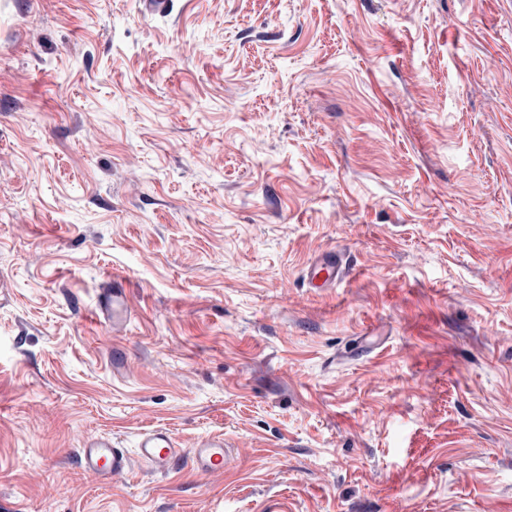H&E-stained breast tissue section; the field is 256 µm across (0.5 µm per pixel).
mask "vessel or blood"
Masks as SVG:
<instances>
[{
    "label": "vessel or blood",
    "instance_id": "obj_1",
    "mask_svg": "<svg viewBox=\"0 0 512 512\" xmlns=\"http://www.w3.org/2000/svg\"><path fill=\"white\" fill-rule=\"evenodd\" d=\"M349 274L343 253L326 251L317 255L305 270L306 287L323 291L336 287ZM102 304L113 332H122L131 316L125 279L113 275L112 285L103 291ZM232 457V447L220 436L200 437L194 447H182L180 440L166 428L141 432L134 448L121 447L112 439L85 438L76 451L77 463L85 472L109 481L142 466L155 475L167 474L180 466L191 465L206 473L221 472Z\"/></svg>",
    "mask_w": 512,
    "mask_h": 512
}]
</instances>
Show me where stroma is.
<instances>
[{"label":"stroma","mask_w":512,"mask_h":512,"mask_svg":"<svg viewBox=\"0 0 512 512\" xmlns=\"http://www.w3.org/2000/svg\"><path fill=\"white\" fill-rule=\"evenodd\" d=\"M0 512H512V0H0ZM349 274L345 255L339 251H326L317 255L305 270L307 288L324 291L343 282ZM125 284L123 276L112 274V285L110 288H105L101 296L107 317L112 322L113 333H120L124 330L125 324L132 313ZM232 457V447L223 436H203L194 448H182L180 440L167 428L141 432L135 448H121L114 439L87 437L76 450L77 463L85 472L104 481L130 473L136 465L154 475L190 464L206 473L221 472Z\"/></svg>","instance_id":"1"}]
</instances>
